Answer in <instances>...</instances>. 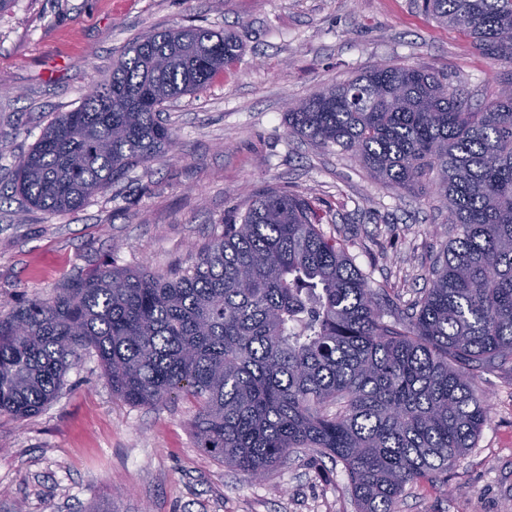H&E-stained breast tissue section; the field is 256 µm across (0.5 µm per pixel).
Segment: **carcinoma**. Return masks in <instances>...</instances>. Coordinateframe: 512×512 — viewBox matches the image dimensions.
<instances>
[{
    "mask_svg": "<svg viewBox=\"0 0 512 512\" xmlns=\"http://www.w3.org/2000/svg\"><path fill=\"white\" fill-rule=\"evenodd\" d=\"M422 8L512 63V0ZM240 52L237 36L200 25L133 38L15 159L12 193L48 213L84 207L174 151L164 105ZM287 125L448 210L446 251L411 316L355 263L353 239L325 230L317 198L267 189L173 274L106 265L1 312L0 416L39 412L92 349L127 403L194 399L198 446L249 478L294 448L341 463L358 512H395L406 485L441 480L474 447L489 413L481 374L512 359V92L474 110L447 77L382 64L301 100Z\"/></svg>",
    "mask_w": 512,
    "mask_h": 512,
    "instance_id": "obj_1",
    "label": "carcinoma"
}]
</instances>
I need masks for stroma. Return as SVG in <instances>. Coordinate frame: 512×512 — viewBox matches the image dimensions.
<instances>
[{"label":"stroma","mask_w":512,"mask_h":512,"mask_svg":"<svg viewBox=\"0 0 512 512\" xmlns=\"http://www.w3.org/2000/svg\"><path fill=\"white\" fill-rule=\"evenodd\" d=\"M236 33L240 59L203 89L165 104L178 146L75 212L0 204V306L46 298L110 263L174 272L269 188L319 197L353 238L357 264L403 301L427 285L448 242L434 194L375 183L358 159L290 134L288 110L379 63L447 75L473 108L512 78L421 0H15L0 14V185L58 112L77 107L112 59L151 30ZM489 416L447 484L407 486L396 512H512V360L482 374ZM193 401L157 406L113 395L95 352L55 400L24 421L0 417V512H356L342 464L306 452L248 481L198 448Z\"/></svg>","instance_id":"obj_1"}]
</instances>
